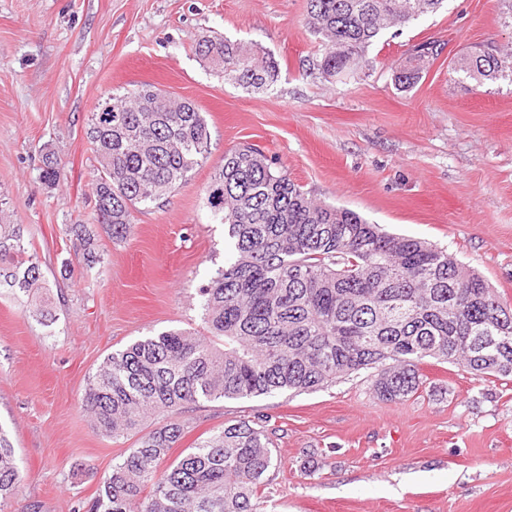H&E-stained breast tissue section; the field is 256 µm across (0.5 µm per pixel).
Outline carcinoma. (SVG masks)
Returning a JSON list of instances; mask_svg holds the SVG:
<instances>
[{"label": "carcinoma", "instance_id": "1", "mask_svg": "<svg viewBox=\"0 0 512 512\" xmlns=\"http://www.w3.org/2000/svg\"><path fill=\"white\" fill-rule=\"evenodd\" d=\"M443 3L307 0L308 28L322 43L312 69L328 83L370 69L366 50L382 32ZM442 50L414 46L395 82L413 87ZM195 54L246 91H269L278 81V63L253 43L205 37ZM455 70L477 82L512 83V51L481 45L459 55ZM86 137L96 161L97 222L116 242L133 233L134 211L187 180L211 141L194 102L171 101L150 85L103 96ZM61 176L58 159L45 152L41 181L53 186ZM205 192L230 246L224 267L199 289L207 335L174 328L143 336L88 377L81 407L113 441L136 435L152 416L166 417L112 459L89 512H255L253 501L270 489L277 467L260 419L226 423L160 468L190 428L180 415L203 402L316 391L361 371L370 372L378 399L399 402L418 391L427 358L512 376V307L447 250L317 201L250 146L224 151ZM60 232L79 241L80 275L99 278L88 225L63 224ZM42 287L37 253L0 202V288L28 296ZM500 316V341L482 357L472 344ZM19 483L15 450L0 427V512H10Z\"/></svg>", "mask_w": 512, "mask_h": 512}]
</instances>
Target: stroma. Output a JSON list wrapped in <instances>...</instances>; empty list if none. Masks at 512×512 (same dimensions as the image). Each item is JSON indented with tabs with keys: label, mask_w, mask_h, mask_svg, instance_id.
Listing matches in <instances>:
<instances>
[{
	"label": "stroma",
	"mask_w": 512,
	"mask_h": 512,
	"mask_svg": "<svg viewBox=\"0 0 512 512\" xmlns=\"http://www.w3.org/2000/svg\"><path fill=\"white\" fill-rule=\"evenodd\" d=\"M256 43L279 63L270 92L224 82L193 51L203 37ZM443 54L409 90L393 75L424 41ZM512 46L499 0H446L369 47L373 70L330 84L307 71L319 42L306 0H0V198L24 225L53 322L0 289V428L28 512H87L127 442L80 407L113 350L172 328H200L198 290L224 265L223 225L205 187L226 149L249 145L318 201L390 233L448 250L512 303V83L454 69L466 47ZM151 85L193 101L211 151L161 204L134 215L126 240L98 237L102 274H65L64 224H95L90 112L112 91ZM63 167L39 179L41 150ZM423 385L379 400L359 374L304 394L219 400L189 409L180 441L262 418L278 467L256 512H512V378L425 359Z\"/></svg>",
	"instance_id": "stroma-1"
}]
</instances>
